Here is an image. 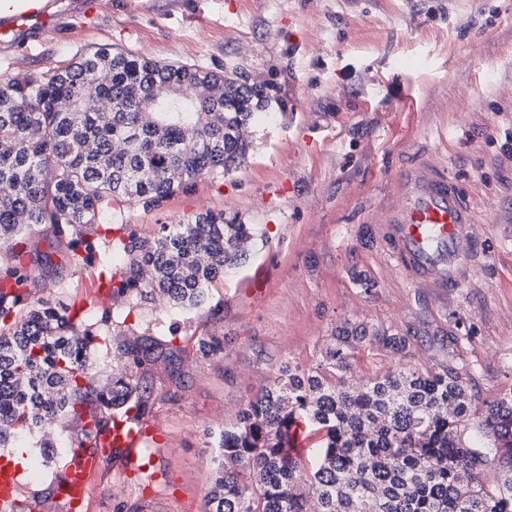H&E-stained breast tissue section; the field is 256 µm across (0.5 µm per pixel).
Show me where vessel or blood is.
<instances>
[{"instance_id": "1", "label": "vessel or blood", "mask_w": 512, "mask_h": 512, "mask_svg": "<svg viewBox=\"0 0 512 512\" xmlns=\"http://www.w3.org/2000/svg\"><path fill=\"white\" fill-rule=\"evenodd\" d=\"M400 195V204L388 215L395 257L412 280L447 287L472 249L468 228L474 215L470 206L450 177L426 166L402 174ZM143 436L140 429L117 428L104 445L131 459L136 457ZM105 464L102 450L74 451L64 467L66 488L56 496L67 512H72L77 492L86 490ZM23 472L13 454L0 455V512H13Z\"/></svg>"}]
</instances>
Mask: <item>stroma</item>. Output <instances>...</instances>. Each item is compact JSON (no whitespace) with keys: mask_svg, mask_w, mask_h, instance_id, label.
Returning a JSON list of instances; mask_svg holds the SVG:
<instances>
[{"mask_svg":"<svg viewBox=\"0 0 512 512\" xmlns=\"http://www.w3.org/2000/svg\"><path fill=\"white\" fill-rule=\"evenodd\" d=\"M39 25L0 45V79L47 75L109 47L174 64L243 72L274 84L280 103L252 126L246 161L197 179L155 209L103 204L101 221L153 237L207 211L253 225L245 261L184 311L136 302L129 330L97 276L123 263L107 247L72 262L74 237L30 227L25 269L39 297L83 311L109 336L95 352L96 386L117 368L122 343L144 350L134 374L147 389L138 457L152 478L109 458L85 512H205L226 423L283 362L320 359L338 329L366 323L420 331L407 357L376 344L354 353L364 376L400 367L439 370L454 319L472 326L463 356L479 369L482 399L512 388V0H57ZM417 163L443 169L475 211L474 250L456 286L412 282L392 253L386 219L398 176ZM215 337L209 357L195 343ZM77 429L59 427L48 457L28 439L27 487L52 505Z\"/></svg>","mask_w":512,"mask_h":512,"instance_id":"stroma-1","label":"stroma"}]
</instances>
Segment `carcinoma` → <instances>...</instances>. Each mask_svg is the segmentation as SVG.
<instances>
[{
    "label": "carcinoma",
    "mask_w": 512,
    "mask_h": 512,
    "mask_svg": "<svg viewBox=\"0 0 512 512\" xmlns=\"http://www.w3.org/2000/svg\"><path fill=\"white\" fill-rule=\"evenodd\" d=\"M194 99L179 96L184 86ZM270 83L196 65L164 64L98 48L46 78L0 79V245L18 265L0 276V447L21 434L47 457L51 430L83 427L79 447H97L118 420L138 424L148 408L139 381L88 380L96 336L60 308L24 292L19 236L33 224L68 227L75 264L92 254V235L119 228L112 297L158 292L197 309L209 287L247 257L253 228L208 212L156 237L98 223L105 199L160 206L198 178H222L245 160L244 130L267 113ZM102 106L90 109L87 101ZM84 253H79V250ZM409 333L363 324L333 337L322 360L284 363L268 385L224 426L206 494L207 512H512V388L480 398L477 368L461 349L471 330L457 319L442 337L448 364L383 376L357 373L352 351L375 342L404 354ZM318 435L306 465L287 454L298 423ZM494 467L491 488L481 473Z\"/></svg>",
    "instance_id": "cac0c4a2"
}]
</instances>
